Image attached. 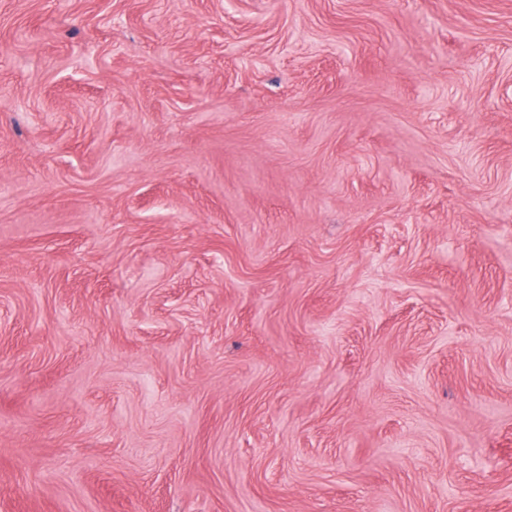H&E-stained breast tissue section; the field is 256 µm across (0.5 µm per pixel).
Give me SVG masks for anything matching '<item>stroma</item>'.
I'll return each instance as SVG.
<instances>
[{
  "mask_svg": "<svg viewBox=\"0 0 512 512\" xmlns=\"http://www.w3.org/2000/svg\"><path fill=\"white\" fill-rule=\"evenodd\" d=\"M0 512H512V0H0Z\"/></svg>",
  "mask_w": 512,
  "mask_h": 512,
  "instance_id": "obj_1",
  "label": "stroma"
}]
</instances>
